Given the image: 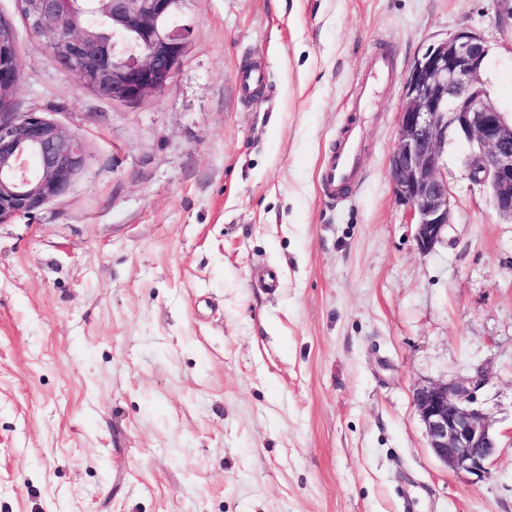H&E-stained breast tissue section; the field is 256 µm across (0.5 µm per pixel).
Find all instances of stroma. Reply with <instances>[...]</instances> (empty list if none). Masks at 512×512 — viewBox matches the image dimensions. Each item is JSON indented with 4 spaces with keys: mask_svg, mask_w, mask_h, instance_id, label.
<instances>
[{
    "mask_svg": "<svg viewBox=\"0 0 512 512\" xmlns=\"http://www.w3.org/2000/svg\"><path fill=\"white\" fill-rule=\"evenodd\" d=\"M12 112L89 155L69 193L0 223V512H512V223L449 138L448 239L420 253L389 161L405 78L460 29L512 117L499 0H190L170 88L122 105L57 67L17 0ZM362 180L318 165L380 48ZM265 66L248 101L237 72ZM274 268L275 290L259 276ZM483 371L499 436L446 468L412 404Z\"/></svg>",
    "mask_w": 512,
    "mask_h": 512,
    "instance_id": "35a3bbf8",
    "label": "stroma"
}]
</instances>
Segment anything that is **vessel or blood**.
<instances>
[{"label":"vessel or blood","mask_w":512,"mask_h":512,"mask_svg":"<svg viewBox=\"0 0 512 512\" xmlns=\"http://www.w3.org/2000/svg\"><path fill=\"white\" fill-rule=\"evenodd\" d=\"M393 60L384 52L374 54L359 76V91L352 102L353 111H363L370 92L376 82L391 79ZM267 71L259 65L241 69L236 77V88L240 99L250 100L257 90L265 85ZM361 129L353 121H346L335 145L328 151L320 173L322 192L330 197L340 195L359 176Z\"/></svg>","instance_id":"vessel-or-blood-1"}]
</instances>
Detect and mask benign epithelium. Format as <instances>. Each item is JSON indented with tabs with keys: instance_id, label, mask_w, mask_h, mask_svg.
I'll list each match as a JSON object with an SVG mask.
<instances>
[{
	"instance_id": "7a95c632",
	"label": "benign epithelium",
	"mask_w": 512,
	"mask_h": 512,
	"mask_svg": "<svg viewBox=\"0 0 512 512\" xmlns=\"http://www.w3.org/2000/svg\"><path fill=\"white\" fill-rule=\"evenodd\" d=\"M189 0H96L110 30L71 8L72 0H18L28 30L48 36L56 66L98 96L135 103L169 88L185 57L192 28ZM17 33L0 17V96L20 80ZM488 48L475 32L458 31L430 45L404 83L399 137L389 170L395 199L415 225L427 254L448 239L452 195L441 177L448 136L466 140L472 180L486 187L497 214L512 221V119L490 99L483 80ZM88 164L83 142L40 112L0 113V223L33 213L65 195ZM482 372L413 390L428 448L444 466L483 478L499 448L486 416L473 406Z\"/></svg>"
}]
</instances>
